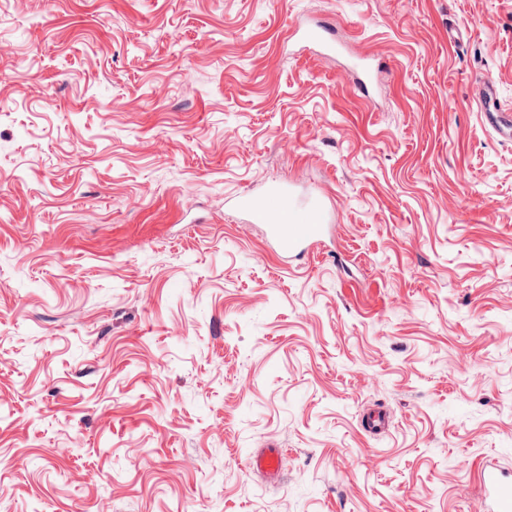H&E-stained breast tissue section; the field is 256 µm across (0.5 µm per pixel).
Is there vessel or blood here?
I'll return each instance as SVG.
<instances>
[{"label":"vessel or blood","mask_w":512,"mask_h":512,"mask_svg":"<svg viewBox=\"0 0 512 512\" xmlns=\"http://www.w3.org/2000/svg\"><path fill=\"white\" fill-rule=\"evenodd\" d=\"M236 204L248 222L267 226L269 239L280 253L293 257L303 256L307 245L319 241L327 229L321 207L309 196L295 194L283 185L270 186L259 195L241 193ZM283 461L282 449L271 448L252 455L247 467L274 474ZM479 480L484 488L480 512H512V479L504 477L496 460L481 464Z\"/></svg>","instance_id":"vessel-or-blood-1"}]
</instances>
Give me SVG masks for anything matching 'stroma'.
Returning a JSON list of instances; mask_svg holds the SVG:
<instances>
[{
	"mask_svg": "<svg viewBox=\"0 0 512 512\" xmlns=\"http://www.w3.org/2000/svg\"><path fill=\"white\" fill-rule=\"evenodd\" d=\"M498 101L512 0H0V512H479L512 470ZM276 183L334 226L304 260L233 204ZM284 454L282 448H269L267 451L252 455L247 462V467L253 472L275 474L283 466ZM479 480L484 488L481 512L512 511V480L504 477L495 459L486 460L480 465Z\"/></svg>",
	"mask_w": 512,
	"mask_h": 512,
	"instance_id": "stroma-1",
	"label": "stroma"
}]
</instances>
